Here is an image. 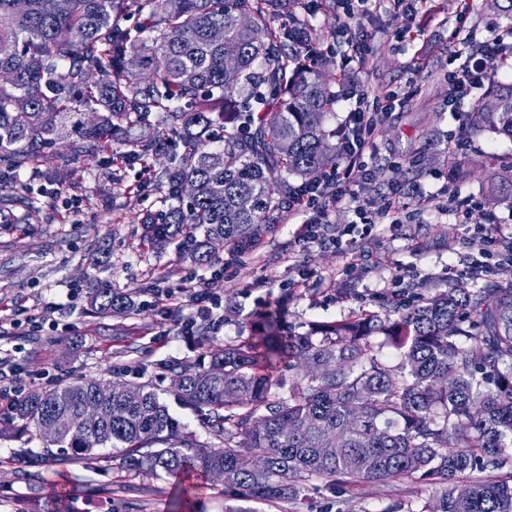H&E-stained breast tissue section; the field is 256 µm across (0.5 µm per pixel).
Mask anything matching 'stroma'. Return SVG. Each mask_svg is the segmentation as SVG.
Returning <instances> with one entry per match:
<instances>
[{
  "label": "stroma",
  "mask_w": 512,
  "mask_h": 512,
  "mask_svg": "<svg viewBox=\"0 0 512 512\" xmlns=\"http://www.w3.org/2000/svg\"><path fill=\"white\" fill-rule=\"evenodd\" d=\"M324 44L343 51L349 39L366 46L355 83L369 98L397 94L381 115L374 147L351 176L352 187L370 213H378L390 188L408 193L409 221L376 224L371 233L351 225L345 206L332 209V221L349 225L345 242L356 255L335 247L300 241L299 225L280 217L268 225L251 253L227 245L219 251L223 277L209 266L176 253L173 246H142V228L133 217L161 197L137 194L146 180L139 164L122 168L113 183L106 156L73 165L63 182L32 179L20 172L29 193L16 195L0 183V347L17 349L28 376L27 390L45 392L76 378L152 381L185 432L208 441L203 418L174 397L171 359L196 360L208 351L256 336L254 315L283 308L289 332H308L317 323L341 322L363 313L385 314L395 302L415 304L435 290L456 286L512 284V262L486 258L470 240L485 225L500 246L512 245V203L494 201L493 173L512 168V140L492 134L469 138L466 115L448 108L446 74L466 38L487 41L512 22L485 0H415L408 16L371 9L346 18L339 0L315 11ZM411 35H401V28ZM467 168L454 177L453 165ZM79 210L68 209L69 197ZM483 200L462 224L446 208ZM205 278L222 306L219 326L206 335H178L173 316L163 311L102 315L89 303L92 284L105 281L134 302L157 290ZM83 288L72 291L75 280ZM56 307L57 329L27 335L18 322ZM68 494L69 512H170L182 494L178 480L133 474L116 464L94 470L62 455L44 456L43 444L18 419L0 421V512H57L54 490ZM433 488L407 480L362 483L337 490L310 481L297 498L260 512H421Z\"/></svg>",
  "instance_id": "1"
}]
</instances>
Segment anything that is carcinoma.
Returning <instances> with one entry per match:
<instances>
[{
    "label": "carcinoma",
    "instance_id": "obj_1",
    "mask_svg": "<svg viewBox=\"0 0 512 512\" xmlns=\"http://www.w3.org/2000/svg\"><path fill=\"white\" fill-rule=\"evenodd\" d=\"M303 32L320 40L304 0H0V165L48 162L60 181L120 143L113 166L133 160L165 187L138 216L144 242L216 263L213 240H258L300 191L288 177L305 186L333 158L336 56L309 59ZM467 132L512 139L511 83L477 101ZM494 178L497 200L512 201V171ZM90 303L132 306L107 286ZM255 325L256 341L210 352L206 368L171 365L175 399L206 416L217 446L185 433L147 381L114 380L104 396L77 378L30 392L16 415L74 462L94 465L108 448L126 471L182 479L185 509L221 469L236 501L225 512L294 499L313 479L409 480L435 487L423 512H512V285L457 286L298 335L279 307ZM374 336L398 345V365L374 353ZM90 399L101 412L84 420Z\"/></svg>",
    "mask_w": 512,
    "mask_h": 512
}]
</instances>
